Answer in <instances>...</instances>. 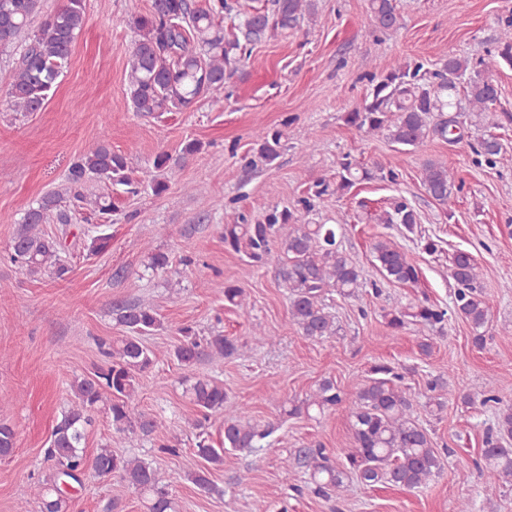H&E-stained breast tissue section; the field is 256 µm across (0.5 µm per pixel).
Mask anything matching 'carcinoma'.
<instances>
[{"mask_svg": "<svg viewBox=\"0 0 512 512\" xmlns=\"http://www.w3.org/2000/svg\"><path fill=\"white\" fill-rule=\"evenodd\" d=\"M231 0H152L148 13L129 20L135 33L128 58L126 77L129 101L136 112H182L198 100L224 108V82L238 69L246 51L254 44L296 30L318 12V0H268V4L243 14L234 29L224 32V16L235 11ZM374 28L382 33L400 25L396 0H368ZM40 13V0H0V52L21 47L7 88L10 106L15 112H39L50 91L68 67L72 48L86 23L85 0H65L46 15L37 30L31 25ZM503 64L512 66V18L506 20L498 38V49L477 65L468 58L445 53L430 65L419 58L407 60L387 72L367 71L369 88L361 103L345 113L346 125L368 136L383 134L394 144L417 149L427 139L456 143L461 133L451 129L466 124L479 131L470 144L476 163L495 167L503 160V138L497 131L512 125V113L500 107L493 74ZM283 128L261 130L254 135L252 152L245 157L251 169L270 167L280 158L287 135ZM399 162L372 167L358 163L351 154L342 155L334 177L309 184L300 208L277 206L249 219L241 212L230 215L224 224V246L246 257L249 267L270 265L281 283L291 291L289 318L302 335L322 339L336 335V324L326 311L325 296L336 291L345 297H357L369 286L378 296V282L367 281L362 270L340 250L339 238L347 220L334 224L311 223L305 216L325 196L342 197L357 185L378 178L397 180ZM172 168L171 156L157 154L152 166L137 177L128 173L127 158L101 142L79 156L70 166V198L48 194L30 207L10 246V260L29 275L51 272L64 277L68 268L60 253L66 240L45 233L41 225L49 215L60 224H74L83 211L100 215L112 213L107 195L88 196L84 185L96 180L127 187L137 193L148 187L159 196L168 189L163 173ZM422 184L437 204L448 206L458 190L444 163L428 159L423 163ZM69 203H64V200ZM382 224H400L412 232L421 224L413 203L403 196L394 197L379 218ZM372 265L380 278L408 285L419 280V268L399 247L388 240L372 244ZM450 276L455 283L453 308L471 327L473 342L484 343L483 329L489 321V306L483 292L481 270L471 255L459 251L453 255ZM224 302L234 308L247 305L244 289L224 287ZM117 321L129 335L111 342H100L106 366L91 376L75 379L74 401L61 414L54 427L45 459L52 462L56 479L45 487L41 512H68L70 498L59 486V478L77 480L75 472L90 465L104 477L112 478L113 499L132 490L147 499V512H177L175 499L159 469L140 458H125L103 446L93 458L86 455L88 428L99 407L107 408L112 427L119 433H139L150 437L166 428L159 416H146L133 404L138 376L156 359L140 337L161 326L156 308L146 302L119 305ZM387 327L396 334L410 325H421L443 332L448 310L424 302L394 308L385 313ZM180 343L174 357L184 367L201 360L219 365L237 353L235 340L220 334L200 336L191 327L178 328ZM400 376L386 364L371 369V375L348 389L325 378L309 397L294 403L288 414L312 417L339 405H346L351 417L353 446L346 449L338 463L321 448L306 445L294 451L293 463L310 471L314 492L327 496L345 492L347 482L356 479L366 487L389 484L406 488L428 485L443 471V460L433 447L428 433L413 418V404L399 385ZM430 392L424 407L441 412L448 403V381L439 373L428 382ZM200 418L197 428L211 417L224 426L222 447L216 448L204 433L196 442L197 455L206 462L187 475L199 490L217 491L210 479L211 468L224 465L227 451L257 452L262 441L276 429L275 423L255 422L244 404L231 405L224 385L207 376L199 377L187 389ZM512 407L498 410L496 431L486 435L482 465L503 484L512 485ZM16 444L12 426L0 423V456L10 455Z\"/></svg>", "mask_w": 512, "mask_h": 512, "instance_id": "cac0c4a2", "label": "carcinoma"}]
</instances>
